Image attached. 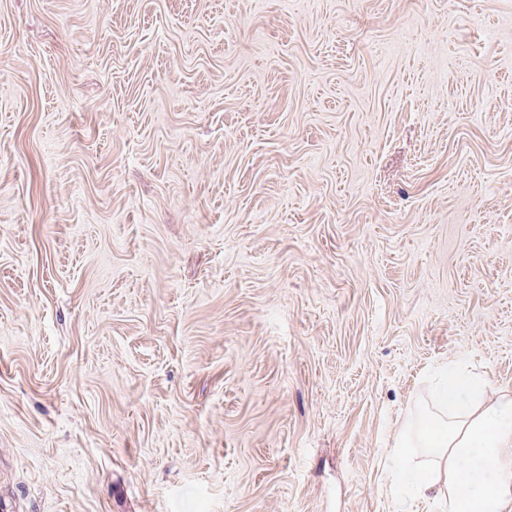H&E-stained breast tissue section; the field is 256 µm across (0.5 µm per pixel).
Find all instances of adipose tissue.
Returning <instances> with one entry per match:
<instances>
[{"label":"adipose tissue","mask_w":512,"mask_h":512,"mask_svg":"<svg viewBox=\"0 0 512 512\" xmlns=\"http://www.w3.org/2000/svg\"><path fill=\"white\" fill-rule=\"evenodd\" d=\"M486 383L449 368L435 386L437 410L412 416L392 459L421 498L446 496L448 512H502L512 501V399L485 405ZM427 449L431 466L416 472L407 448Z\"/></svg>","instance_id":"adipose-tissue-1"}]
</instances>
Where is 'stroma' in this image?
<instances>
[{
	"label": "stroma",
	"mask_w": 512,
	"mask_h": 512,
	"mask_svg": "<svg viewBox=\"0 0 512 512\" xmlns=\"http://www.w3.org/2000/svg\"><path fill=\"white\" fill-rule=\"evenodd\" d=\"M452 364L512 399V0H0V503L441 512Z\"/></svg>",
	"instance_id": "obj_1"
}]
</instances>
